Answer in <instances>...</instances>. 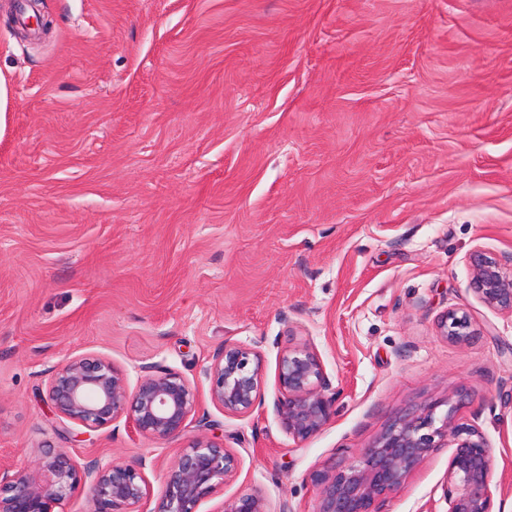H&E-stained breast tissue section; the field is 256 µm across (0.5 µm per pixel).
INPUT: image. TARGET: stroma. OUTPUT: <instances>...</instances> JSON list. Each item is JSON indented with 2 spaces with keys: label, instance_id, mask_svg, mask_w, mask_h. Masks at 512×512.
I'll use <instances>...</instances> for the list:
<instances>
[{
  "label": "stroma",
  "instance_id": "1",
  "mask_svg": "<svg viewBox=\"0 0 512 512\" xmlns=\"http://www.w3.org/2000/svg\"><path fill=\"white\" fill-rule=\"evenodd\" d=\"M0 0V462L62 448L78 467L163 474L204 435L240 459L204 502L260 491L315 512L309 475L343 468L398 416L433 404L493 448L512 512V317L478 301L467 258L512 263V0H40L24 38ZM468 312L449 343L437 321ZM257 351L264 404L209 398L225 342ZM311 344L336 414L295 443L274 411L277 363ZM180 374L179 437L128 417L89 431L52 413L77 357ZM451 448L385 512H445ZM441 334L448 341L463 345L475 336L472 322L467 312L458 309H449L441 316L439 322Z\"/></svg>",
  "mask_w": 512,
  "mask_h": 512
}]
</instances>
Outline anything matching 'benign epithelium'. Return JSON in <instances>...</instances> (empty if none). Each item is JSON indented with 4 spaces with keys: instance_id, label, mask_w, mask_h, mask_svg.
Listing matches in <instances>:
<instances>
[{
    "instance_id": "7a95c632",
    "label": "benign epithelium",
    "mask_w": 512,
    "mask_h": 512,
    "mask_svg": "<svg viewBox=\"0 0 512 512\" xmlns=\"http://www.w3.org/2000/svg\"><path fill=\"white\" fill-rule=\"evenodd\" d=\"M469 289L485 306L512 315V268L481 248L473 250ZM448 341L463 345L475 335L467 312L449 309L439 322ZM134 389L123 371L100 357L75 358L56 369L48 403L63 417L90 431L123 415L144 438L167 441L179 436L195 412L197 397L182 376L147 366ZM211 402L225 414L245 417L262 403V360L238 343H224L206 369ZM275 411L282 429L296 442L318 434L334 416L337 392L315 349L304 344L281 352ZM428 405L400 416L346 468L310 475L318 491L316 512H383L390 494L433 451L451 447L444 500L447 512H493L492 448L479 429L455 420V407L436 417ZM239 459L224 444L198 437L181 449L167 469L164 488L151 512H199L203 502L233 478ZM122 463H94L81 470L64 450L48 449L37 469L0 465V512H55V507L90 481L89 512H133L148 495L142 469ZM220 512H269L258 490L238 494Z\"/></svg>"
}]
</instances>
